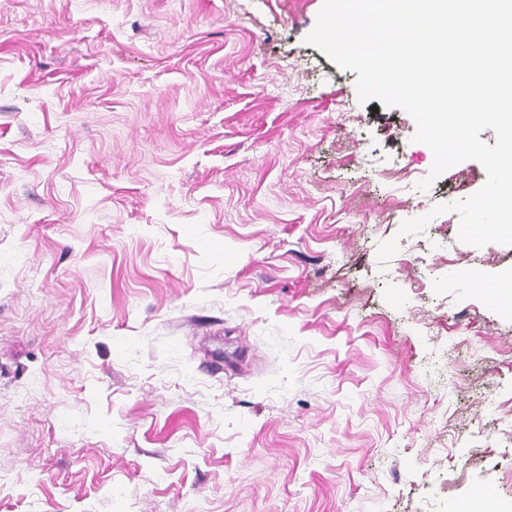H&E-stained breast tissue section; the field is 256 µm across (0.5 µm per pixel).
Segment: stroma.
Listing matches in <instances>:
<instances>
[{"instance_id": "stroma-1", "label": "stroma", "mask_w": 512, "mask_h": 512, "mask_svg": "<svg viewBox=\"0 0 512 512\" xmlns=\"http://www.w3.org/2000/svg\"><path fill=\"white\" fill-rule=\"evenodd\" d=\"M322 4L0 0V512L512 499V245L431 213L486 172L416 190Z\"/></svg>"}]
</instances>
